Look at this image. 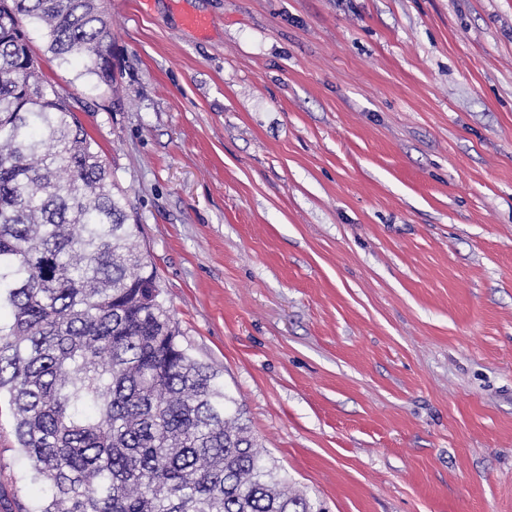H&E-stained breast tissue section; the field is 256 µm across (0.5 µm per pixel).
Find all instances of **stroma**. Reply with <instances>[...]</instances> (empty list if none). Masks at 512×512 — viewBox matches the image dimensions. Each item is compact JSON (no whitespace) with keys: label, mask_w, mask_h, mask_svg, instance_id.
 Returning a JSON list of instances; mask_svg holds the SVG:
<instances>
[{"label":"stroma","mask_w":512,"mask_h":512,"mask_svg":"<svg viewBox=\"0 0 512 512\" xmlns=\"http://www.w3.org/2000/svg\"><path fill=\"white\" fill-rule=\"evenodd\" d=\"M111 14L117 95L31 45L270 460L325 512H512V0ZM41 496L1 405L0 499Z\"/></svg>","instance_id":"stroma-1"}]
</instances>
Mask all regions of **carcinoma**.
Returning <instances> with one entry per match:
<instances>
[{"mask_svg": "<svg viewBox=\"0 0 512 512\" xmlns=\"http://www.w3.org/2000/svg\"><path fill=\"white\" fill-rule=\"evenodd\" d=\"M46 49L117 83L107 0H0V397L35 512H321L197 360Z\"/></svg>", "mask_w": 512, "mask_h": 512, "instance_id": "cac0c4a2", "label": "carcinoma"}]
</instances>
